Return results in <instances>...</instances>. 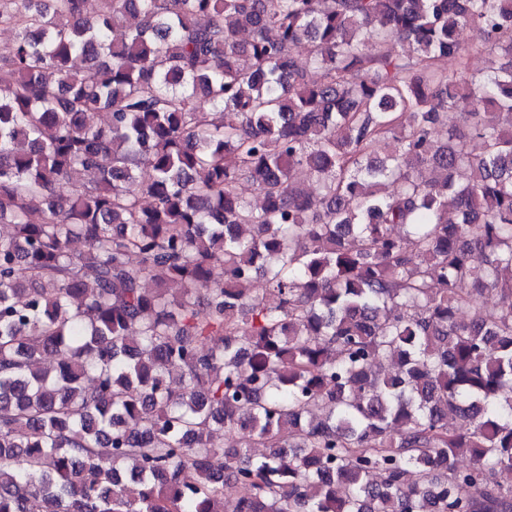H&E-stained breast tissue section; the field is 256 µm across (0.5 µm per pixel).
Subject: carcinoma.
<instances>
[{
    "mask_svg": "<svg viewBox=\"0 0 512 512\" xmlns=\"http://www.w3.org/2000/svg\"><path fill=\"white\" fill-rule=\"evenodd\" d=\"M84 4L0 0V512H512V0Z\"/></svg>",
    "mask_w": 512,
    "mask_h": 512,
    "instance_id": "obj_1",
    "label": "carcinoma"
}]
</instances>
